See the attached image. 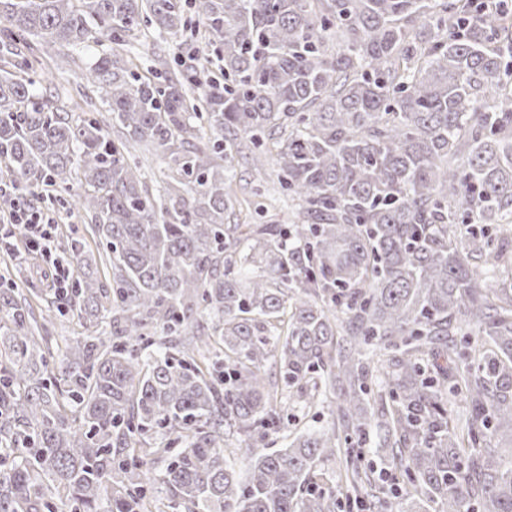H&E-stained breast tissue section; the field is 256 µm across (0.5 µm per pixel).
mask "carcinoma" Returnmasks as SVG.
I'll return each instance as SVG.
<instances>
[{
    "instance_id": "obj_1",
    "label": "carcinoma",
    "mask_w": 512,
    "mask_h": 512,
    "mask_svg": "<svg viewBox=\"0 0 512 512\" xmlns=\"http://www.w3.org/2000/svg\"><path fill=\"white\" fill-rule=\"evenodd\" d=\"M187 9L205 47L135 74L132 40L180 41ZM0 19V180L53 187L107 271L68 242L78 276L40 313L0 278V512H512L511 21L466 0H0ZM105 41L79 114L33 78L39 46ZM239 159L275 164L288 226L229 221ZM303 387L335 396L331 425L277 411Z\"/></svg>"
}]
</instances>
